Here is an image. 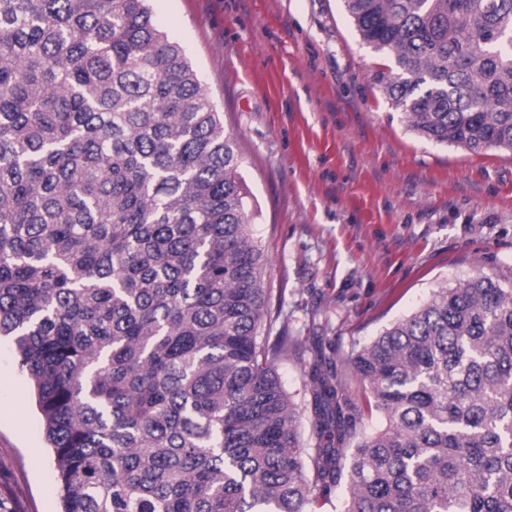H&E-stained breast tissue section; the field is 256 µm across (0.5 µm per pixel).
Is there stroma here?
<instances>
[{"instance_id": "obj_1", "label": "stroma", "mask_w": 512, "mask_h": 512, "mask_svg": "<svg viewBox=\"0 0 512 512\" xmlns=\"http://www.w3.org/2000/svg\"><path fill=\"white\" fill-rule=\"evenodd\" d=\"M244 157L267 283L290 335L346 363L442 286L512 282V153L415 137L371 74L341 0H150ZM44 424L0 339V512H58Z\"/></svg>"}]
</instances>
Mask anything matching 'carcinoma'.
I'll list each match as a JSON object with an SVG mask.
<instances>
[{
  "instance_id": "1",
  "label": "carcinoma",
  "mask_w": 512,
  "mask_h": 512,
  "mask_svg": "<svg viewBox=\"0 0 512 512\" xmlns=\"http://www.w3.org/2000/svg\"><path fill=\"white\" fill-rule=\"evenodd\" d=\"M147 2L0 0V336L61 512H512V283L352 346L366 430L335 352L277 327L239 147ZM343 8L416 136L512 151V0ZM307 372L308 365L306 369H304L303 366L293 361L282 362L278 367V374L288 391L292 394L299 393L295 396V400L304 410V417L302 420L303 438L306 443L314 446L316 438L313 433L310 420L312 417L311 405L309 403L310 396L307 395L305 399L303 398V385L308 380V377L306 376Z\"/></svg>"
}]
</instances>
